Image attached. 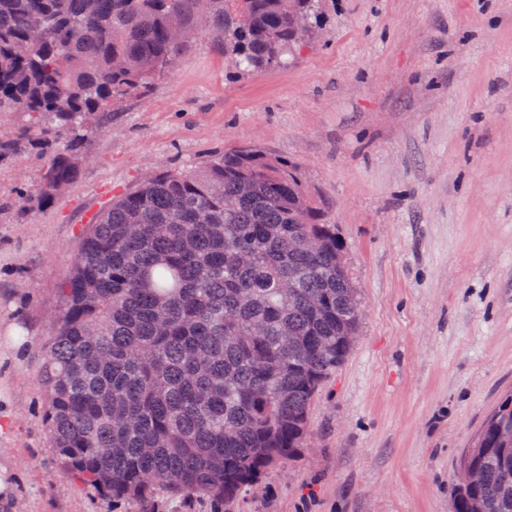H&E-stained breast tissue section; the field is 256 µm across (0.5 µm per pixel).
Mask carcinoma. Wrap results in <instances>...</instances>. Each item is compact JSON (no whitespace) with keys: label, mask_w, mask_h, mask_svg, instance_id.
Instances as JSON below:
<instances>
[{"label":"carcinoma","mask_w":512,"mask_h":512,"mask_svg":"<svg viewBox=\"0 0 512 512\" xmlns=\"http://www.w3.org/2000/svg\"><path fill=\"white\" fill-rule=\"evenodd\" d=\"M324 0H0V164L45 158L18 201L55 203L105 112L170 78L196 27L246 72L285 66L319 35ZM335 226L297 166L251 147L161 170L83 231L43 347V418L62 471L153 512L172 497L228 501L294 457L312 402L348 357L356 298ZM512 395L478 429L453 512H512ZM480 452L484 483L464 480Z\"/></svg>","instance_id":"cac0c4a2"}]
</instances>
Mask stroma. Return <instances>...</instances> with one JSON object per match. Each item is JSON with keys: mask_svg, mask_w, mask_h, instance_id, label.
<instances>
[{"mask_svg": "<svg viewBox=\"0 0 512 512\" xmlns=\"http://www.w3.org/2000/svg\"><path fill=\"white\" fill-rule=\"evenodd\" d=\"M238 146L297 165L362 317L299 455L233 502L162 492L160 512H452L463 449L512 394V0H328L318 38L259 75L202 31L109 112L56 203H17L36 152L1 164L0 512H140L62 473L41 346L82 226L151 173Z\"/></svg>", "mask_w": 512, "mask_h": 512, "instance_id": "stroma-1", "label": "stroma"}]
</instances>
